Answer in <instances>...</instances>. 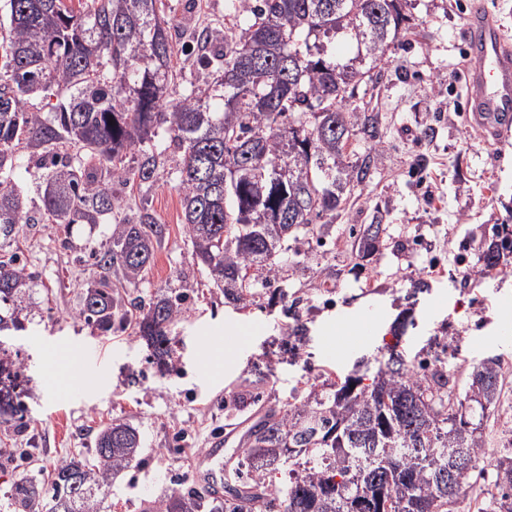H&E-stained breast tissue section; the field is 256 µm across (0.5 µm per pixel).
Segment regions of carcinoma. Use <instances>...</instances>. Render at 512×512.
I'll use <instances>...</instances> for the list:
<instances>
[{
  "mask_svg": "<svg viewBox=\"0 0 512 512\" xmlns=\"http://www.w3.org/2000/svg\"><path fill=\"white\" fill-rule=\"evenodd\" d=\"M8 26H0V238L16 225L100 224L120 207L112 181L155 177L157 158L147 149L164 129L183 151L181 204L193 259L207 268L224 297L241 303L258 283L278 276L275 257L288 237L333 214L347 185L367 174V160L347 164L351 140L373 136L378 115L350 109L356 90L399 46L407 31L408 0H229L233 23L227 50L203 53L196 63L221 62L224 104L213 109L195 92L170 97L172 35L159 16V0H93L89 13L65 0H4ZM355 41L357 56L342 64L329 54L339 37ZM66 97L51 103V98ZM49 109L50 116L43 115ZM115 124H110V121ZM33 149L46 171L42 209L31 213L13 184L15 150ZM139 153L126 167L127 153ZM238 169L243 185L224 191V173ZM288 182L264 196L248 179ZM282 218L272 213V196ZM265 215L242 224L240 213ZM371 224L358 241L368 255L381 243ZM165 227L143 213L136 224H117L112 244L94 251L105 275L85 290L80 316L107 331L115 320L134 324L156 365L168 367L169 328L185 296L163 295L137 314L119 313L107 272L118 267L129 283L153 264ZM512 249L504 235L483 251L485 268L501 265ZM34 275L16 256L0 260V332L25 328V294ZM399 352L379 361L371 383L353 374L329 394L271 408L248 432L233 475L243 493L210 500V512H379L375 490L393 495L391 512H447L435 500L459 496L471 469L448 471V435L477 456L484 448L472 422L494 404L501 365L475 367L465 400L457 398L448 363L434 358L422 376ZM356 388H350L351 383ZM27 408L16 389L0 388V420L21 428ZM140 453L137 431L120 421L97 436L93 458L73 457L45 484L21 475L13 482L15 512H35L49 499L55 512H98L111 479ZM300 457L301 470L285 488L270 474ZM501 496L491 512H512V457L500 461ZM205 497L173 492L149 512H201Z\"/></svg>",
  "mask_w": 512,
  "mask_h": 512,
  "instance_id": "carcinoma-1",
  "label": "carcinoma"
}]
</instances>
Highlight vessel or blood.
<instances>
[{
	"instance_id": "vessel-or-blood-1",
	"label": "vessel or blood",
	"mask_w": 512,
	"mask_h": 512,
	"mask_svg": "<svg viewBox=\"0 0 512 512\" xmlns=\"http://www.w3.org/2000/svg\"><path fill=\"white\" fill-rule=\"evenodd\" d=\"M468 29L473 63L461 75V88L475 119L498 131L512 125V44L494 23L475 19Z\"/></svg>"
}]
</instances>
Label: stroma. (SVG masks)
Masks as SVG:
<instances>
[{"instance_id":"obj_1","label":"stroma","mask_w":512,"mask_h":512,"mask_svg":"<svg viewBox=\"0 0 512 512\" xmlns=\"http://www.w3.org/2000/svg\"><path fill=\"white\" fill-rule=\"evenodd\" d=\"M414 3L411 29L378 64L377 82L352 100L379 115L375 137L352 144L356 158L373 155L369 174L345 209L286 242L275 282L286 301L261 287L250 302L230 303L194 263L177 179L182 151L163 131L152 139L156 177L113 181L120 206L104 223L17 225L0 256L17 255L38 279L26 331L4 339L26 379L27 426L0 423V512H10L17 473L50 482L62 461L92 457L99 430L115 419L138 430L141 450L138 463L113 479L101 512H145L197 487L196 469L213 439L224 438L223 467L231 469L243 439L239 424L352 373L373 374L389 347L411 360L430 338L453 339L448 366L462 393L479 361H512V271L489 272L481 261L501 228L512 230V135L477 127L459 84L470 16L482 12L512 31V0ZM160 14L173 35V97L212 95L219 70L187 56L199 31L223 22L224 0H161ZM145 208L165 237L137 286L117 289L116 300L126 307L187 294L166 371L131 331L104 332L80 315L86 287L101 274L91 248L108 244L114 224L136 223ZM370 224L383 226L382 244L362 258L357 241ZM438 265L444 276L432 275ZM299 322L306 336L285 343ZM231 325L240 330L236 355L213 368L208 348ZM52 340L97 351L76 397L65 392L69 368L45 356ZM481 432L484 450L454 512H478L494 489L499 458L512 456V372Z\"/></svg>"}]
</instances>
